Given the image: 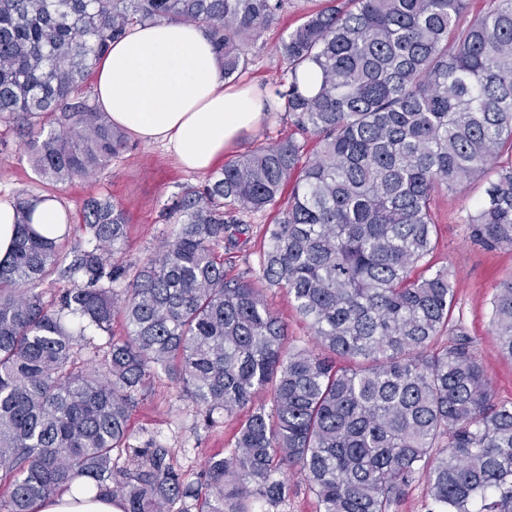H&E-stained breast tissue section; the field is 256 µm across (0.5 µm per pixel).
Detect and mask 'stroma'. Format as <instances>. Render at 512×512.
<instances>
[{
    "label": "stroma",
    "instance_id": "35a3bbf8",
    "mask_svg": "<svg viewBox=\"0 0 512 512\" xmlns=\"http://www.w3.org/2000/svg\"><path fill=\"white\" fill-rule=\"evenodd\" d=\"M329 0H289L279 20L268 29L258 45L247 48L249 64L239 74L241 84H254L264 90L278 89L285 64L280 52L281 41L304 17L319 11ZM294 131L285 110L264 113L257 130L248 133L225 151L231 160L260 144L287 138ZM129 147L95 178L65 183H39L29 160L26 139L13 121L0 118V196L44 188L70 215L71 230L65 241L67 250L83 246L80 229L83 200L91 195L111 196L125 213L127 238L124 258L146 259L163 238L175 231L162 217L176 193L187 185L204 182L202 172L184 168L172 151L160 142L129 138ZM486 187L478 180L451 192L440 190L435 197L438 246L432 260L447 266L456 283L454 317L472 343L477 358L487 369L497 401H512V360L501 355L497 340L490 331L491 300L499 284L512 276V249L488 250L474 244L461 218ZM278 207L245 214L250 226L249 238L240 249L225 254L227 278L245 276L256 267L269 224L278 218ZM246 417L245 412L218 418L207 423L197 406L180 394L178 385L161 379L150 384L138 399L129 420L132 447H145L148 441L170 448L175 468L187 480H197L205 460L224 453L234 444L235 435Z\"/></svg>",
    "mask_w": 512,
    "mask_h": 512
}]
</instances>
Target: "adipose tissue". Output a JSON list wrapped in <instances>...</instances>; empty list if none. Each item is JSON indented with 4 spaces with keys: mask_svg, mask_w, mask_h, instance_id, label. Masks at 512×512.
<instances>
[{
    "mask_svg": "<svg viewBox=\"0 0 512 512\" xmlns=\"http://www.w3.org/2000/svg\"><path fill=\"white\" fill-rule=\"evenodd\" d=\"M96 98L113 125L160 141L190 170L211 167L259 126L277 99L224 80L208 33L176 21L139 25L112 43L98 63ZM36 512H122L111 499L72 488L38 504Z\"/></svg>",
    "mask_w": 512,
    "mask_h": 512,
    "instance_id": "ef3b65f1",
    "label": "adipose tissue"
}]
</instances>
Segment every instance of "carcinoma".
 I'll return each instance as SVG.
<instances>
[{
	"instance_id": "carcinoma-1",
	"label": "carcinoma",
	"mask_w": 512,
	"mask_h": 512,
	"mask_svg": "<svg viewBox=\"0 0 512 512\" xmlns=\"http://www.w3.org/2000/svg\"><path fill=\"white\" fill-rule=\"evenodd\" d=\"M287 0H0V117L31 139L44 181L95 177L128 148L84 90L110 43L136 25L183 20L209 33L224 76L241 72ZM331 0L282 40L277 90L299 134L242 153L166 213L179 229L144 262L118 263L126 218L108 196L83 203L87 247L34 230L42 194L15 198L14 248L0 260L3 512L77 479L122 512H257L301 477L318 512H393L418 479L427 512H512V402L495 401L471 341L452 325L455 285L431 262L432 200L495 173L463 216L468 236L512 249V0ZM288 205L251 276L228 280L220 250L241 215ZM422 269L414 275L416 269ZM81 283L54 304L52 274ZM128 281L119 292L114 284ZM288 293L314 343L299 347L264 299ZM491 330L512 359V278ZM121 316L127 336L111 337ZM109 336L106 371L75 361L76 338ZM454 336L441 350L434 344ZM205 413L247 411L199 486L170 449L129 455L128 417L155 378Z\"/></svg>"
}]
</instances>
